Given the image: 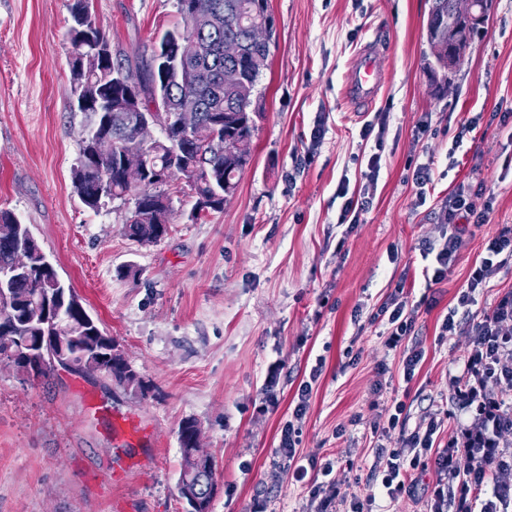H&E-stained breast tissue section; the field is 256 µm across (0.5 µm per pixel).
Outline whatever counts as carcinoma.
Instances as JSON below:
<instances>
[{
	"mask_svg": "<svg viewBox=\"0 0 512 512\" xmlns=\"http://www.w3.org/2000/svg\"><path fill=\"white\" fill-rule=\"evenodd\" d=\"M196 13L178 9L181 25L166 31L158 46L175 52L179 45L197 41L200 51L184 65L183 76L176 79L155 66L156 54L140 65L126 59L90 52L91 43L107 40L91 11L90 0H72L69 6L72 24L68 30L71 94L98 105L92 125L81 142L79 164L73 170L74 190L81 202L97 211L106 201L127 200L133 207L126 219L127 236L141 244L160 242L169 232L173 212L172 198L153 182L154 171L168 169L169 181L185 180L195 199L189 214L200 221L224 210L238 188V176L247 159L224 153V139L252 137L255 118L263 112L255 88L261 71L267 66L270 51L248 40L252 26L271 24L268 0H190ZM427 43L440 69L448 71V0H431L427 23ZM240 43L236 59L224 57V41ZM227 65L242 70L236 85H219L217 73ZM137 86L146 104L157 105L161 115L170 117L179 99L192 93L199 101L197 128L189 136L180 134L171 124L163 126L164 139L146 144L134 129L125 125V113L116 111L115 92L125 84ZM112 139V154L96 155L94 139ZM142 152L149 159V179L137 187L128 186L118 167L126 153ZM27 253L30 274L11 270L12 252ZM10 277L11 300L0 299V337L15 336L6 344L0 340V361H13V367L29 377L46 376L58 365L57 345L66 344L67 353L81 371L95 374L107 365L106 354L113 338L106 335L98 321L83 305L73 307L67 293L58 297L59 315L42 319V295L61 282L57 270L46 266L44 253L35 243L26 225L13 213L0 211V275ZM107 378L138 393L146 390L141 377L129 363L114 366ZM465 470L458 480V492L474 494L484 484L487 469L494 470L496 491L506 503L512 501V462L503 459L496 448H475L464 460Z\"/></svg>",
	"mask_w": 512,
	"mask_h": 512,
	"instance_id": "obj_1",
	"label": "carcinoma"
}]
</instances>
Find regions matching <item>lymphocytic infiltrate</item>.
<instances>
[{
  "instance_id": "lymphocytic-infiltrate-1",
  "label": "lymphocytic infiltrate",
  "mask_w": 512,
  "mask_h": 512,
  "mask_svg": "<svg viewBox=\"0 0 512 512\" xmlns=\"http://www.w3.org/2000/svg\"><path fill=\"white\" fill-rule=\"evenodd\" d=\"M387 120V113H380L376 120L367 122L361 129L362 140L373 141L374 147L366 158L363 182L358 191H351L349 182L345 179L337 186L336 196L342 201L339 223H358L360 211L365 209L374 194L381 170L388 129ZM493 211L494 197L486 193L485 189L461 184L449 193L440 208V219L446 226L442 242L433 250L430 266L422 270L426 282L438 284L447 279L463 246V224L477 226L489 223ZM511 260L512 226H506L488 240L484 257L471 269L465 285L457 296L455 307L450 308L441 323V335H455L460 326L459 313H467L468 333L472 336L474 344L465 364L468 372L489 376L492 365L499 363L501 353L512 349L511 295L503 297L490 312L478 315L470 310L476 294L486 288L503 264ZM376 317L386 326V344L389 348H396L416 333V310L410 307L399 293H392L381 304ZM454 398L461 413L474 410L477 411L478 418L476 423L463 427L461 452H451L442 457L441 470L450 480L459 473L464 460V449L477 442L498 444L499 417L505 407L503 401L478 397L476 390L469 386L455 389ZM405 410V402L396 401L386 427L381 430L385 444L380 448L383 467L379 487L381 492L391 499L408 490L412 483V469L418 467L422 458L431 452L439 429L438 421L432 420L427 423L425 430L404 433ZM396 431L401 434V445L397 448L388 447L387 441Z\"/></svg>"
}]
</instances>
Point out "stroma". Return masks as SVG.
<instances>
[{
  "instance_id": "35a3bbf8",
  "label": "stroma",
  "mask_w": 512,
  "mask_h": 512,
  "mask_svg": "<svg viewBox=\"0 0 512 512\" xmlns=\"http://www.w3.org/2000/svg\"><path fill=\"white\" fill-rule=\"evenodd\" d=\"M430 5L269 0L276 43L256 87L264 114L236 194L203 223L188 219L192 198L173 194L168 235L141 245L124 233L127 205L95 212L73 188L89 116L70 96L69 0H0V210L29 226L146 385L134 394L61 368L33 379L0 362V512H183L186 419L216 463L211 512H320L326 498L332 512H351L375 489L372 429L397 396L407 431L432 418L441 430L414 494L391 512H459L436 510L433 491L460 435L454 389L473 344L438 328L486 242L512 225V0H492L468 63L440 87L428 76ZM92 10L122 59L150 56L181 22L176 0H92ZM373 38L388 82L358 109L344 87ZM379 112L389 118L375 195L359 224L339 223L337 185L358 186L359 131ZM470 121L449 168V135ZM427 161L435 197L419 208L412 173ZM463 182L491 191L494 213L470 227L447 280L426 285L422 256L444 230L438 200ZM402 279L410 302L433 301L417 316L424 357L408 383L403 349L386 347L372 318ZM306 380L298 481L278 446Z\"/></svg>"
}]
</instances>
